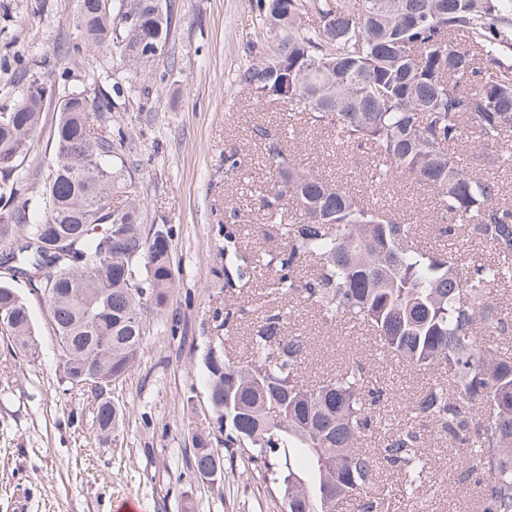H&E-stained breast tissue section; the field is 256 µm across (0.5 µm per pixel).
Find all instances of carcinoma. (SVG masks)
Listing matches in <instances>:
<instances>
[{
	"mask_svg": "<svg viewBox=\"0 0 512 512\" xmlns=\"http://www.w3.org/2000/svg\"><path fill=\"white\" fill-rule=\"evenodd\" d=\"M256 10L273 42L239 82L256 104L281 102L370 154L372 171L350 191L305 163L280 125H252L266 174L252 228L265 236L275 224L285 241L265 253L284 304L259 306L242 355H204L224 447L271 473L287 512H341L351 501L356 512H382V474L414 491L431 468L428 441L444 439L480 475L478 512H512V353L479 341L483 332L512 334V309L490 302L492 288L512 282V204L499 179L457 151L473 126L483 159L512 167L500 151L512 136V64L500 59L512 40V0H256ZM74 23L81 39L65 56L95 52L137 81L152 77L148 46H166L171 14L162 0H78ZM122 96L117 83L93 102L85 89L65 90L46 178L31 184L12 174L38 135L46 87L35 77L0 105V258L13 270L0 275V323L37 351L28 306L9 282L44 271L32 288L53 314L60 381L71 387L85 367L97 371L87 388L103 439L125 423L112 384L143 350L148 314L168 315L175 286L171 230L145 228L126 159L134 137L112 124ZM245 163L224 154V181ZM408 179L433 194V231L448 246L424 245L418 225L382 203ZM246 251L229 200L224 288L253 287L257 266ZM300 304L329 328L353 323L384 354L438 371L405 423L377 420L384 390L359 365L304 379L310 345L288 330ZM192 459L201 477L223 464L202 438Z\"/></svg>",
	"mask_w": 512,
	"mask_h": 512,
	"instance_id": "1",
	"label": "carcinoma"
}]
</instances>
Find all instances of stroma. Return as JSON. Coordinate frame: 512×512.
I'll return each mask as SVG.
<instances>
[{
    "mask_svg": "<svg viewBox=\"0 0 512 512\" xmlns=\"http://www.w3.org/2000/svg\"><path fill=\"white\" fill-rule=\"evenodd\" d=\"M170 40L153 65L168 72L149 97L127 93L113 122L132 128L129 156L145 198L146 224L172 230L178 286L168 324L150 326L146 345L112 400L126 411L118 440L99 443L93 427L96 400L60 381V352L47 307L28 286L26 296L39 339L37 352L0 332V512H282L281 499L262 472L241 456L225 457L224 477L197 481L189 448L206 438L224 446L206 388L203 356L209 348L243 349L245 332L225 330L224 207L233 200L240 223L255 219V195L264 182L261 154L250 138L259 120L287 125L315 170L355 188L364 187L370 160L361 151L337 152L327 129L293 117L276 103L253 106L238 75L252 49L268 41L255 18V0H167ZM76 0H0V103L29 80L28 63L61 57L78 37ZM246 154L236 180L224 179V154ZM421 226L434 221L429 195L405 182L386 198ZM295 329L311 353L302 366L315 380L345 363L360 364L388 390V411L402 417L426 383V373L384 357L372 337H347L321 325L301 308ZM435 468L419 494L395 498L388 512H477L480 487L468 478L459 453L432 443Z\"/></svg>",
    "mask_w": 512,
    "mask_h": 512,
    "instance_id": "stroma-1",
    "label": "stroma"
}]
</instances>
